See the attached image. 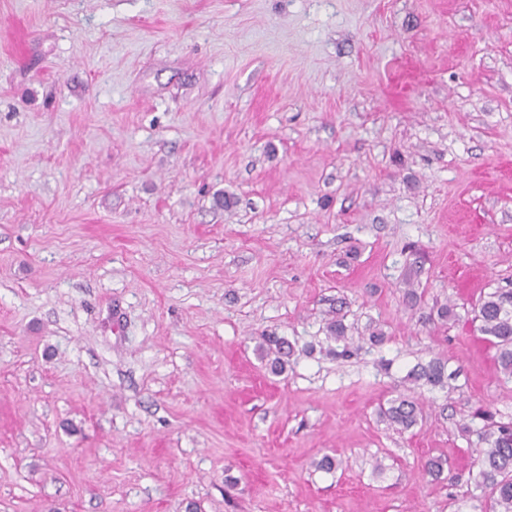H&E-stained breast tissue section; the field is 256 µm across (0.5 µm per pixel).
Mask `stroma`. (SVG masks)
I'll list each match as a JSON object with an SVG mask.
<instances>
[{
  "mask_svg": "<svg viewBox=\"0 0 512 512\" xmlns=\"http://www.w3.org/2000/svg\"><path fill=\"white\" fill-rule=\"evenodd\" d=\"M501 288L512 0H0V512H485ZM474 320L479 321L478 331L495 350L502 373L512 378V290L488 293L480 300ZM259 350L264 357L274 356L270 364L275 373H282L285 370L288 358L293 352L292 347L287 342L275 336H265L263 343L259 345ZM409 377L414 381L425 380L431 385H445V380L451 379L445 375V367L440 361H433L428 365H417L415 366ZM381 412L388 420L409 429L421 420L423 407L419 400L414 397L399 396L391 400L389 407Z\"/></svg>",
  "mask_w": 512,
  "mask_h": 512,
  "instance_id": "obj_1",
  "label": "stroma"
}]
</instances>
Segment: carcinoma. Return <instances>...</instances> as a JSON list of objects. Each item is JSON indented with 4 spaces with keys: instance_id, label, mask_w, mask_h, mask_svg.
Here are the masks:
<instances>
[{
    "instance_id": "obj_1",
    "label": "carcinoma",
    "mask_w": 512,
    "mask_h": 512,
    "mask_svg": "<svg viewBox=\"0 0 512 512\" xmlns=\"http://www.w3.org/2000/svg\"><path fill=\"white\" fill-rule=\"evenodd\" d=\"M474 320L478 331L495 350V359L502 373L512 378V290H496L480 300ZM265 357L271 358V369L285 370L292 347L275 336H267L259 345ZM409 377L424 380L431 385H445L448 376L440 361L415 366ZM388 420L409 429L422 418L423 407L418 399L400 396L382 410ZM484 447L478 449V486L489 490L490 512H512V423L489 422L479 435Z\"/></svg>"
}]
</instances>
